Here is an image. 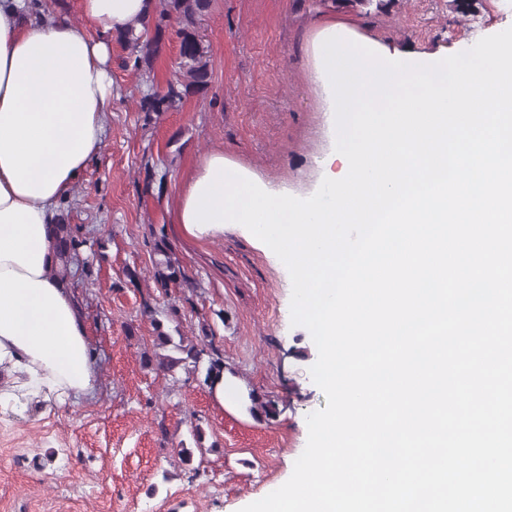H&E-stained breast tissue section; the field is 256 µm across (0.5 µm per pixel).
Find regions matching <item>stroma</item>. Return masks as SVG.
Wrapping results in <instances>:
<instances>
[{"instance_id":"1","label":"stroma","mask_w":512,"mask_h":512,"mask_svg":"<svg viewBox=\"0 0 512 512\" xmlns=\"http://www.w3.org/2000/svg\"><path fill=\"white\" fill-rule=\"evenodd\" d=\"M512 21V0H211L199 20L212 82L182 108L141 112L144 95L177 81L169 38L153 77L123 67L112 45V111L99 157L70 193L67 223L100 240L81 250L69 281L96 361L89 394L59 405L0 408V512H241L284 484L308 438L306 417L325 408L312 381L311 334L291 323L283 262L239 224L205 235L175 223L185 182L212 152L274 187L305 195L328 145L326 103L312 80L313 41L327 23L418 53L472 47ZM164 240L185 274L169 291L153 280ZM134 270L137 281L126 273ZM151 305L172 336L211 335L241 402L217 404L203 372L144 367ZM179 309L170 318V306ZM274 403L268 416L263 404ZM203 440H196L195 430ZM193 452L181 464L176 451Z\"/></svg>"}]
</instances>
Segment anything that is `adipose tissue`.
<instances>
[{"label": "adipose tissue", "mask_w": 512, "mask_h": 512, "mask_svg": "<svg viewBox=\"0 0 512 512\" xmlns=\"http://www.w3.org/2000/svg\"><path fill=\"white\" fill-rule=\"evenodd\" d=\"M151 0H0V406L65 403L94 382L83 313L56 270L61 203L101 151L112 39Z\"/></svg>", "instance_id": "adipose-tissue-1"}]
</instances>
